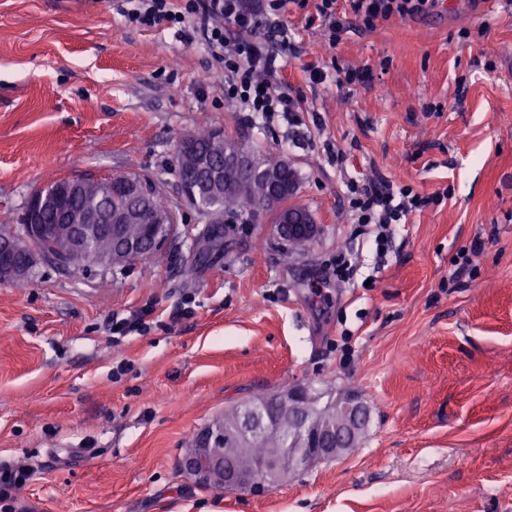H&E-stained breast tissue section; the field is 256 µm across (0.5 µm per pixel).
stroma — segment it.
Instances as JSON below:
<instances>
[{"label": "stroma", "mask_w": 512, "mask_h": 512, "mask_svg": "<svg viewBox=\"0 0 512 512\" xmlns=\"http://www.w3.org/2000/svg\"><path fill=\"white\" fill-rule=\"evenodd\" d=\"M119 2L0 0V231L63 179L135 173L177 216L166 249L125 272L42 264L0 282V458L33 471L20 499L34 512L512 505V0H440L333 46L287 11L299 54L284 79L304 110L266 124L225 101L197 34L126 26ZM331 63L373 79L305 83L304 66ZM202 129L296 170L292 202L324 227L303 254L284 261L259 213L224 222L222 255L185 275L205 221L176 148ZM380 176L429 200L383 258L354 233L348 187ZM141 310L150 330L113 342V317ZM292 387L356 395L359 445L261 495L182 471L225 407Z\"/></svg>", "instance_id": "stroma-1"}]
</instances>
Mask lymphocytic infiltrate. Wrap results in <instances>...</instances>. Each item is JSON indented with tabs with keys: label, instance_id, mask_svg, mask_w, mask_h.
<instances>
[{
	"label": "lymphocytic infiltrate",
	"instance_id": "lymphocytic-infiltrate-1",
	"mask_svg": "<svg viewBox=\"0 0 512 512\" xmlns=\"http://www.w3.org/2000/svg\"><path fill=\"white\" fill-rule=\"evenodd\" d=\"M122 15L127 25L201 35L208 54L224 72V98L251 118L272 119L275 114L301 111L304 97L285 82L283 70L292 46V32L283 20L289 5L305 8L308 0H129ZM429 0H317L309 22L319 23L329 44H338L348 31V17L361 30L378 23L421 13ZM427 198L406 185L378 179L351 198L353 223L373 226L377 253L388 251L395 224L409 212L425 207ZM30 468L0 460V512H29L18 492L30 480Z\"/></svg>",
	"mask_w": 512,
	"mask_h": 512
}]
</instances>
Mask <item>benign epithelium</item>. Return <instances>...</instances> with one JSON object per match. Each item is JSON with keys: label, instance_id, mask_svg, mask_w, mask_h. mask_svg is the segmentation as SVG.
<instances>
[{"label": "benign epithelium", "instance_id": "7a95c632", "mask_svg": "<svg viewBox=\"0 0 512 512\" xmlns=\"http://www.w3.org/2000/svg\"><path fill=\"white\" fill-rule=\"evenodd\" d=\"M80 188L79 182L67 181L48 191L37 189L31 192L23 212L22 233L18 238L7 241L11 249H27L28 258L23 263H16L9 255H0V282H21L39 264H59L66 254H46L31 245L32 241L51 233L63 237L68 249L91 253L95 266L110 267L121 258L119 253L102 254L97 251L100 224L109 225L110 234L121 237L123 225L135 220L156 238L155 253H160L166 247L167 238L159 236L160 225L154 223L144 211L118 217L97 210L67 215L61 225L53 229L38 223L39 212L45 203L64 198ZM320 231V225L309 223L303 213L295 210L288 212L286 223L276 225L277 237L284 243L297 237L314 239ZM309 397L305 388H287L275 395L269 410L249 406L242 411L237 430L227 437L224 436L223 424L215 422L188 449L181 461L182 470L197 482L213 488L245 489L256 495L285 480L299 468L319 460L346 456L355 447L358 433L367 421L365 406L351 395L339 396L336 398L333 422L321 427L301 415ZM274 430L284 434L288 447L270 448L265 455L246 466L236 462L243 440L258 432Z\"/></svg>", "mask_w": 512, "mask_h": 512}]
</instances>
